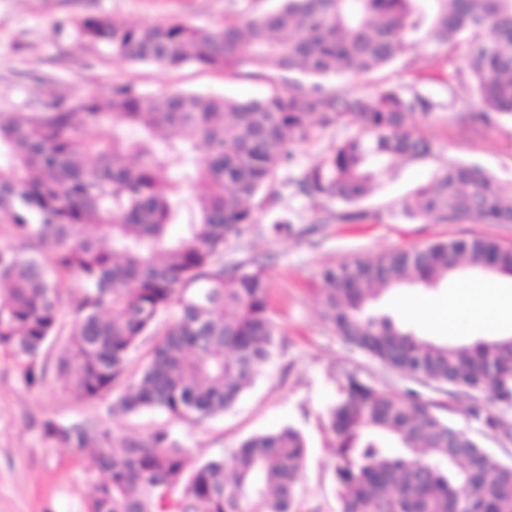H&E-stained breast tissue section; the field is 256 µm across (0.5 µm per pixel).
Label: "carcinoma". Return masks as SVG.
Segmentation results:
<instances>
[{
    "label": "carcinoma",
    "mask_w": 512,
    "mask_h": 512,
    "mask_svg": "<svg viewBox=\"0 0 512 512\" xmlns=\"http://www.w3.org/2000/svg\"><path fill=\"white\" fill-rule=\"evenodd\" d=\"M435 2L428 35L469 46L467 82L483 122L512 118V0ZM421 25L418 0H279L216 29L101 15L81 20L79 34L168 69L249 66L323 79L388 65ZM448 90L444 103L415 87L353 96L290 85L239 101L152 96L127 84L77 105L57 95L35 111L0 112V223L33 243L0 250V353L16 361L25 389L42 387L38 357L63 332L59 301L75 286L73 323L53 363L66 392L88 401L116 392L113 410L154 409L188 424L231 408L274 355L278 332L264 267L224 265V244L251 232L257 210L278 205L290 146L316 124H358L360 135L287 184L315 206L343 204V224L378 220L357 208L378 177L369 163L430 154L415 128L433 110L456 107L455 86ZM399 210L512 224V185L475 162L450 163ZM466 266L512 277V248L475 237L342 262L323 272L322 317L390 369L512 403V338L433 342L368 312L387 290L432 286ZM146 344L134 378L132 355ZM436 409L414 391L395 396L345 375L329 409L340 512H512V465ZM44 433L88 450V467L105 474L88 512H293L307 451L302 434L284 427L191 469L166 428L135 437L48 420Z\"/></svg>",
    "instance_id": "cac0c4a2"
}]
</instances>
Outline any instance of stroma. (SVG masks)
I'll list each match as a JSON object with an SVG mask.
<instances>
[{
    "instance_id": "1",
    "label": "stroma",
    "mask_w": 512,
    "mask_h": 512,
    "mask_svg": "<svg viewBox=\"0 0 512 512\" xmlns=\"http://www.w3.org/2000/svg\"><path fill=\"white\" fill-rule=\"evenodd\" d=\"M265 5V0H0V112L37 108L57 93L72 103L91 95L104 97L121 84L135 85L150 95L194 91L241 101L266 97L284 88L287 76L271 70L261 76L247 69L225 73L194 65L163 69L113 55L81 39L78 32L81 20L101 14L129 24L183 22L215 28L225 18ZM467 68L466 43L440 45L418 34L408 39L405 54L389 66L370 74L331 78L327 84L352 95L414 86L444 101L448 80ZM475 100L473 90L464 89L455 110L434 111L419 125L418 135L432 143L431 154L387 166L360 204L361 209L381 213V220L336 223L340 203L312 206L287 185L276 210L257 211L254 233L225 245V264L264 260L279 351L233 408L196 425L171 423L188 449L190 463L228 455L252 435L290 425L302 432L307 446L297 512H337L335 436L328 411L340 396L345 373L354 372L385 392L401 396L414 391L430 399L442 417L476 437L497 459L512 464V406L498 403L491 406L489 417L474 418L469 412L476 403L472 395L387 368L346 343L320 315L324 267L478 236L512 247V224H448L410 219L396 211L403 197L452 161L479 162L500 180L512 182V120L486 126L472 118L460 119V112L473 108ZM359 131V125L346 122L314 128L310 138L295 148L281 179L299 175L337 141ZM282 214L290 218L292 234L270 235V225ZM483 279L481 271L466 268L434 288L392 291L378 301L376 311L420 338L471 344L483 339V332L448 335L412 312L409 303L419 298L439 304L454 291L466 301L469 285ZM109 406L106 399L73 398L52 376L41 389L27 391L18 381L14 361L0 354V512H87L91 488L101 474L87 467L82 451L47 438L43 433L47 420L102 422L115 432L134 435L169 423L158 412L129 415L110 412Z\"/></svg>"
}]
</instances>
